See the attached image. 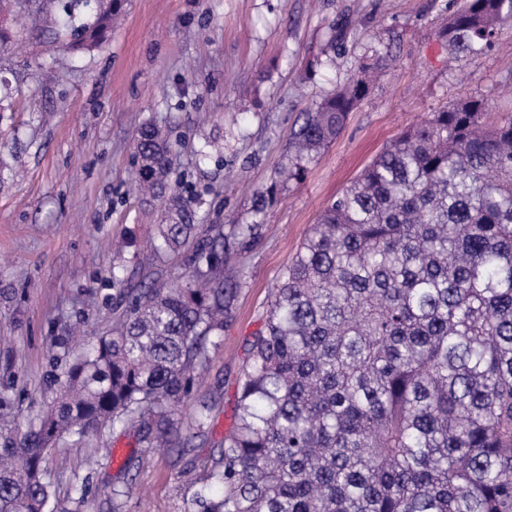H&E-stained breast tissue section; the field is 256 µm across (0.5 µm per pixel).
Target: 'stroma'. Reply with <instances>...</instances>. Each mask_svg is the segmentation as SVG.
<instances>
[{
    "label": "stroma",
    "instance_id": "1",
    "mask_svg": "<svg viewBox=\"0 0 512 512\" xmlns=\"http://www.w3.org/2000/svg\"><path fill=\"white\" fill-rule=\"evenodd\" d=\"M461 0H127L102 48L77 57L54 31L0 54L12 109L0 117V446L37 429L75 350L73 324L106 333L129 285L176 281L185 257L150 246L157 203L131 189L146 120L170 135L175 175L200 196L201 224L263 226L236 258L242 288L220 345L198 372L211 404L194 451L145 452L136 428L64 440L45 462L52 500L82 512H181L188 487L234 424L245 351L269 293L319 212L403 129L464 98L512 115V22L493 49L455 56L439 32ZM386 62L343 131L284 173L292 134L325 97ZM208 145L210 157L197 151ZM142 457L131 471L122 465ZM121 497H113V489Z\"/></svg>",
    "mask_w": 512,
    "mask_h": 512
}]
</instances>
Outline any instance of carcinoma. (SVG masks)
I'll return each instance as SVG.
<instances>
[{"mask_svg": "<svg viewBox=\"0 0 512 512\" xmlns=\"http://www.w3.org/2000/svg\"><path fill=\"white\" fill-rule=\"evenodd\" d=\"M123 0H0L48 22L72 55L107 41ZM512 0H463L440 37L494 45ZM368 92L351 79L293 133L288 179L342 131ZM137 190L167 198L154 252L197 237L196 194L171 184L168 136L137 131ZM260 224H211L189 275L123 288L127 307L62 373L38 429L0 446V512H48L59 441L139 427L147 448L187 449L211 408L174 418L220 344L243 288L230 258ZM184 512H512V117L462 99L404 129L321 212L280 276L247 349L235 422Z\"/></svg>", "mask_w": 512, "mask_h": 512, "instance_id": "1", "label": "carcinoma"}]
</instances>
